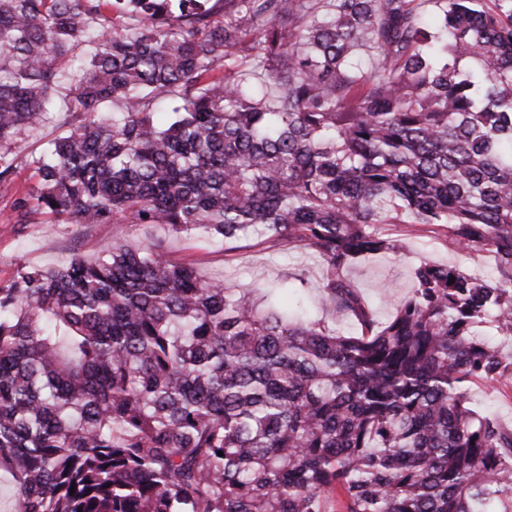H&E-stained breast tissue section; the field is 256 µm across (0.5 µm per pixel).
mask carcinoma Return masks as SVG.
Masks as SVG:
<instances>
[{
    "label": "carcinoma",
    "mask_w": 512,
    "mask_h": 512,
    "mask_svg": "<svg viewBox=\"0 0 512 512\" xmlns=\"http://www.w3.org/2000/svg\"><path fill=\"white\" fill-rule=\"evenodd\" d=\"M49 122L15 223L303 248L359 333L152 242L18 270L0 468L19 512L512 504V426L468 395L512 374L477 331L512 336V0H0V183ZM380 224L489 249L499 280L425 260L381 323L343 274L394 248Z\"/></svg>",
    "instance_id": "carcinoma-1"
}]
</instances>
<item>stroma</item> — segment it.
Listing matches in <instances>:
<instances>
[{
    "label": "stroma",
    "mask_w": 512,
    "mask_h": 512,
    "mask_svg": "<svg viewBox=\"0 0 512 512\" xmlns=\"http://www.w3.org/2000/svg\"><path fill=\"white\" fill-rule=\"evenodd\" d=\"M40 149L37 138L24 141L22 159L11 183L0 185V280L10 279L19 267H54L68 262L74 254L96 257L106 246L127 241L162 243L169 257L194 265L205 277L266 288L288 283L290 304L311 306L313 288L325 273L321 259L306 250L285 254L255 245L236 252L201 235L172 232L159 224H18L14 221L11 198L36 181L27 161ZM381 230L394 243L393 250L355 261L345 272L348 280L371 303L379 322L395 312L397 299L408 296L415 286L414 272L424 260L450 264L489 282L497 281L494 255L485 249L463 250L447 236L427 224H385ZM470 405L512 426V375L495 384L473 381L469 385Z\"/></svg>",
    "instance_id": "stroma-1"
}]
</instances>
